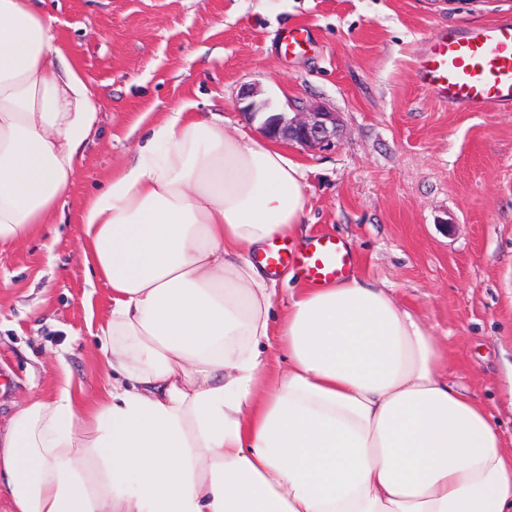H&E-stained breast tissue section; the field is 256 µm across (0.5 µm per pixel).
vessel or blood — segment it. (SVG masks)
Wrapping results in <instances>:
<instances>
[{"label": "vessel or blood", "instance_id": "1", "mask_svg": "<svg viewBox=\"0 0 512 512\" xmlns=\"http://www.w3.org/2000/svg\"><path fill=\"white\" fill-rule=\"evenodd\" d=\"M421 84L438 100L464 112L498 105L512 107V18L464 30L441 28L427 41L418 62ZM269 267L293 264L312 284L346 278L351 253L335 237L320 235L293 251L272 247L263 256Z\"/></svg>", "mask_w": 512, "mask_h": 512}]
</instances>
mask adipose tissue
Wrapping results in <instances>:
<instances>
[{
  "label": "adipose tissue",
  "instance_id": "adipose-tissue-1",
  "mask_svg": "<svg viewBox=\"0 0 512 512\" xmlns=\"http://www.w3.org/2000/svg\"><path fill=\"white\" fill-rule=\"evenodd\" d=\"M98 122L36 0H0V244L42 230ZM305 173L180 107L84 204L112 291L107 384L62 373L0 435L7 512H512V449L446 376L420 313L360 275L298 290L258 254L303 245ZM288 366L269 375V342Z\"/></svg>",
  "mask_w": 512,
  "mask_h": 512
}]
</instances>
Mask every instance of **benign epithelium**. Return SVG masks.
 Instances as JSON below:
<instances>
[{
    "instance_id": "1",
    "label": "benign epithelium",
    "mask_w": 512,
    "mask_h": 512,
    "mask_svg": "<svg viewBox=\"0 0 512 512\" xmlns=\"http://www.w3.org/2000/svg\"><path fill=\"white\" fill-rule=\"evenodd\" d=\"M242 115L252 121L260 112L267 113L261 132L268 138L287 142L301 148H328L336 144L339 119L320 105L304 112L288 114L269 110L266 103L254 101L241 107Z\"/></svg>"
}]
</instances>
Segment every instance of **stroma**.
<instances>
[{"label":"stroma","instance_id":"35a3bbf8","mask_svg":"<svg viewBox=\"0 0 512 512\" xmlns=\"http://www.w3.org/2000/svg\"><path fill=\"white\" fill-rule=\"evenodd\" d=\"M99 122L42 232L0 245V423L60 367L107 382L96 335L110 290L91 277L78 214L128 165L148 123L184 104L260 136L243 93L278 112H336L335 147L285 151L305 170L308 236L349 242L368 282L415 306L512 448V111L463 112L427 92L416 58L437 27L512 15V0H43ZM312 42L287 56L286 29ZM61 363H54V356Z\"/></svg>","mask_w":512,"mask_h":512}]
</instances>
